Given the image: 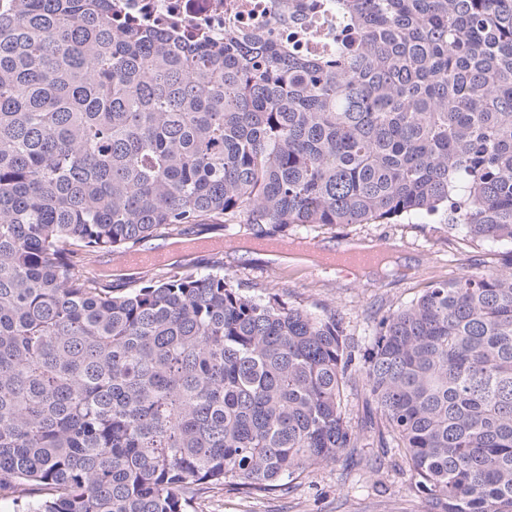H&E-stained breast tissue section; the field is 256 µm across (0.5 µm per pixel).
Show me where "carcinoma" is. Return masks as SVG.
<instances>
[{
  "instance_id": "1",
  "label": "carcinoma",
  "mask_w": 512,
  "mask_h": 512,
  "mask_svg": "<svg viewBox=\"0 0 512 512\" xmlns=\"http://www.w3.org/2000/svg\"><path fill=\"white\" fill-rule=\"evenodd\" d=\"M114 0H0V501L197 512L370 432L426 512H512V0H336V53L176 42ZM437 215L496 260L376 324L364 363L218 263L97 254ZM362 383L378 419L347 420Z\"/></svg>"
}]
</instances>
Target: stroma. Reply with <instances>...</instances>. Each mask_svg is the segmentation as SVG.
I'll list each match as a JSON object with an SVG mask.
<instances>
[{"mask_svg":"<svg viewBox=\"0 0 512 512\" xmlns=\"http://www.w3.org/2000/svg\"><path fill=\"white\" fill-rule=\"evenodd\" d=\"M252 242L250 235L241 232L224 243L220 253L178 254V265L202 269L218 256L231 280L266 287L288 303L318 314H338L360 357L370 348L375 316L408 304L432 281L450 278L463 269L481 270L490 259L487 246L464 240L437 216H409L395 224H336L307 234L318 258L335 253L344 242L375 248L390 245L391 256L399 261L390 273H321L314 265L298 261V246L289 247L288 260L281 261L252 249ZM381 457L376 438L370 436L347 455L295 477L284 491L256 498L207 492L198 512H424V501L404 468L371 472V464Z\"/></svg>","mask_w":512,"mask_h":512,"instance_id":"obj_1","label":"stroma"}]
</instances>
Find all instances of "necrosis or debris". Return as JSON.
Masks as SVG:
<instances>
[{
  "instance_id": "obj_1",
  "label": "necrosis or debris",
  "mask_w": 512,
  "mask_h": 512,
  "mask_svg": "<svg viewBox=\"0 0 512 512\" xmlns=\"http://www.w3.org/2000/svg\"><path fill=\"white\" fill-rule=\"evenodd\" d=\"M122 4L144 24L169 27L186 38L203 35L213 43L223 42L228 30L263 32L274 27L310 57L335 51L340 24L335 0H320L316 8H302L293 15L288 0H122Z\"/></svg>"
}]
</instances>
